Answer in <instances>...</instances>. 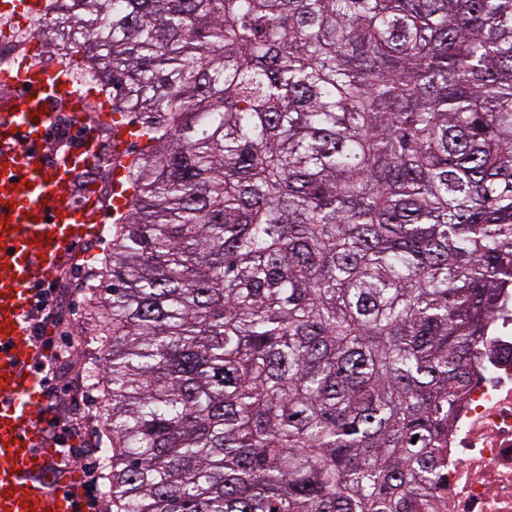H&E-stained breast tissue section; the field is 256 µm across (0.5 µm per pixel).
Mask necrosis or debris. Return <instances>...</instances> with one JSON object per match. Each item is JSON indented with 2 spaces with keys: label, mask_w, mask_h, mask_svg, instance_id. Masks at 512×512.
<instances>
[{
  "label": "necrosis or debris",
  "mask_w": 512,
  "mask_h": 512,
  "mask_svg": "<svg viewBox=\"0 0 512 512\" xmlns=\"http://www.w3.org/2000/svg\"><path fill=\"white\" fill-rule=\"evenodd\" d=\"M448 434V472L429 512H512V311L480 355Z\"/></svg>",
  "instance_id": "obj_1"
}]
</instances>
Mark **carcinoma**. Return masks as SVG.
Returning a JSON list of instances; mask_svg holds the SVG:
<instances>
[{
  "label": "carcinoma",
  "instance_id": "1",
  "mask_svg": "<svg viewBox=\"0 0 512 512\" xmlns=\"http://www.w3.org/2000/svg\"><path fill=\"white\" fill-rule=\"evenodd\" d=\"M138 141L112 512H427L512 298V0H44Z\"/></svg>",
  "mask_w": 512,
  "mask_h": 512
}]
</instances>
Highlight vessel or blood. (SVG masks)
Segmentation results:
<instances>
[{
	"instance_id": "obj_1",
	"label": "vessel or blood",
	"mask_w": 512,
	"mask_h": 512,
	"mask_svg": "<svg viewBox=\"0 0 512 512\" xmlns=\"http://www.w3.org/2000/svg\"><path fill=\"white\" fill-rule=\"evenodd\" d=\"M0 97V512H78L83 490L46 437L49 397L36 365L41 295L80 242L102 233L99 199L74 205L70 185L99 152L87 120L90 94L60 63H34L7 78ZM76 146L47 157L59 117Z\"/></svg>"
}]
</instances>
